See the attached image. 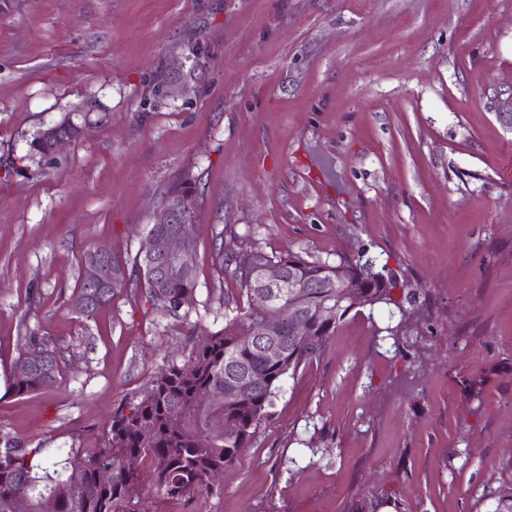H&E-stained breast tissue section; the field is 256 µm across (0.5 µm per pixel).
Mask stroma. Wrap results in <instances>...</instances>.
<instances>
[{
	"mask_svg": "<svg viewBox=\"0 0 512 512\" xmlns=\"http://www.w3.org/2000/svg\"><path fill=\"white\" fill-rule=\"evenodd\" d=\"M512 0H0V444L94 448L189 327L139 279L92 315L84 250L139 253L185 172L197 318L242 303L217 248L388 266L412 296L345 316L218 490L153 512H490L512 483ZM86 123L52 160L43 126ZM65 352L16 396L27 337ZM476 383L465 389V380Z\"/></svg>",
	"mask_w": 512,
	"mask_h": 512,
	"instance_id": "1",
	"label": "stroma"
}]
</instances>
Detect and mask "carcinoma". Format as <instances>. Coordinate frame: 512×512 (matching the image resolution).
Returning a JSON list of instances; mask_svg holds the SVG:
<instances>
[{
  "instance_id": "cac0c4a2",
  "label": "carcinoma",
  "mask_w": 512,
  "mask_h": 512,
  "mask_svg": "<svg viewBox=\"0 0 512 512\" xmlns=\"http://www.w3.org/2000/svg\"><path fill=\"white\" fill-rule=\"evenodd\" d=\"M198 178L187 174L168 189L185 219L201 221L197 205ZM217 257L237 279L246 305L224 308V326L216 331L192 328L189 351L180 363L160 367L140 398L117 407L97 448H71L49 456L41 447L24 448L5 442L0 448V512H10V500L25 494L32 512H152L146 486L168 501H179L195 491H213L210 477L233 466L261 424L285 378H293L307 364L320 359L329 338L346 314L354 308L392 306L400 313L396 324L377 330L383 339L398 342L405 312L393 297L397 283L392 275L374 269L372 260L330 262L288 253L269 256L258 249H241ZM124 267L138 271L142 293L152 307L169 304L171 314L188 323L192 306L179 307V299H194L197 286L198 245L191 240L180 262V272L163 280L155 276L140 256L121 259ZM278 264L294 287L269 288L264 269ZM296 301L302 309L295 325L281 332L282 357L270 360L256 339L263 306ZM75 309L91 315L98 303L89 297L84 280H79L73 297ZM335 309V319L326 321L321 309ZM301 339L291 337L292 327ZM65 357L31 336L28 347L14 360L10 390L25 395L53 387L62 372ZM265 378L259 389H251L246 375ZM227 391L217 404L202 407L200 395ZM152 431V440L142 441L140 428ZM139 463V476H130L121 466L127 455ZM108 457L112 477L107 485L95 479L94 466ZM75 470L87 473L86 487L74 491L68 483ZM491 512H512V485L493 493Z\"/></svg>"
}]
</instances>
